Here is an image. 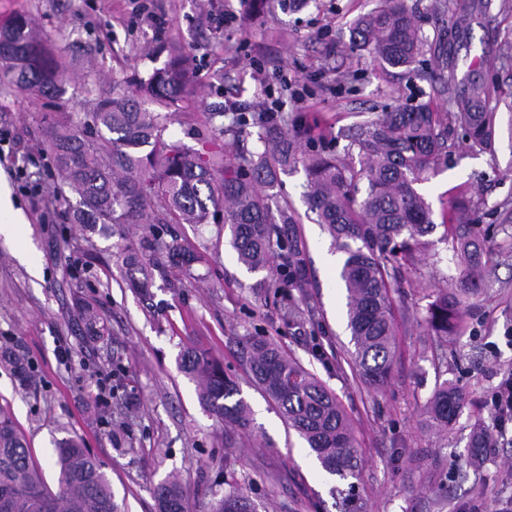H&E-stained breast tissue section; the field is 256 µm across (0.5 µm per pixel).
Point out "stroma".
<instances>
[{"mask_svg": "<svg viewBox=\"0 0 512 512\" xmlns=\"http://www.w3.org/2000/svg\"><path fill=\"white\" fill-rule=\"evenodd\" d=\"M377 0H308L290 12L282 0H0V17L29 14L47 44L64 48L68 81L58 97L0 87V181L25 221L24 236L0 238V352L25 357L33 374L20 386L0 361V408L24 436L48 483L56 440L76 436L104 465L123 512H156L151 488L179 477L188 512H208L228 482L259 512H336L338 477L314 454L252 379L242 348L265 337L290 352L342 402L361 451L356 492L367 512H512V424L499 429L489 403L512 372V259L495 269L494 285L470 298L463 335L437 349L424 318L435 291L459 274L449 262L442 216L466 194L495 204L512 200V108L501 106L495 155L456 150L420 185L435 231L416 270L392 292L397 348L386 384L367 385L352 366L343 262L305 202L304 169L282 175L278 203L294 214L310 270L312 317L289 322L278 271H248L219 225L171 224L168 237L190 245L192 276L154 273L149 297L130 288L118 258L119 235L74 223L77 197L45 148V116L90 112L101 94L128 89L134 76L165 67L181 50L189 74L165 140L197 150L211 136L213 113L231 123L261 111L264 88L283 100L296 127L345 146L348 129L386 104L443 106L435 76L409 79L401 69L351 52L350 25ZM492 0L448 47L456 80L498 65L501 34L512 10ZM308 87L291 97L285 80ZM39 192L22 190L23 182ZM92 303L107 331L83 335L76 304ZM204 350L224 365L250 409L241 430L219 423L199 403L197 386L179 367L181 353ZM462 387L468 403L447 435L427 429L424 403L437 380ZM496 445L474 462L468 438L476 425ZM463 469V482L450 475ZM448 495L437 498L439 482Z\"/></svg>", "mask_w": 512, "mask_h": 512, "instance_id": "stroma-1", "label": "stroma"}]
</instances>
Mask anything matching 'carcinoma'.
<instances>
[{
    "mask_svg": "<svg viewBox=\"0 0 512 512\" xmlns=\"http://www.w3.org/2000/svg\"><path fill=\"white\" fill-rule=\"evenodd\" d=\"M463 0H438L437 11L449 15L439 29L444 41L467 16ZM35 19L26 14L0 19V86L31 89L52 97L66 81L57 52L34 36ZM351 49L374 61L417 72L420 57L432 50L421 32L419 17L403 0H381L350 26ZM445 109L428 104L384 106L377 118L355 128L351 143L338 154L332 143L313 140L317 150L305 155V129H290L288 121L269 124L254 116L260 128L261 152L240 147L236 126H219L190 151L166 142L172 121L169 109L185 90L187 75L180 53L154 70L131 92L99 98L94 112L64 114L48 122L47 147L68 189L79 198L82 212L96 224H139L145 235L139 247H121L130 287L148 292V258L192 275L194 254L160 234L165 224H222L238 261L251 272L272 269L282 260L280 288L288 297V316L295 315L293 292L305 298L306 254L294 235V214L274 202L271 190L279 174L301 163L307 174L305 199L344 255L339 278L346 290L348 326L354 350L352 362L361 379L374 387L388 378L396 346L393 284L401 270L415 264L416 252L434 228L429 203L417 190L448 160L451 125L461 128L469 148L494 153L500 105V83L473 80L453 86L444 75L448 62L433 54ZM152 96L160 111L141 108L139 96ZM93 125L97 139L79 129ZM151 150L143 154L141 149ZM358 161H353V157ZM367 182L366 196L359 184ZM497 231L512 240V203L491 208ZM482 204L463 197L445 219V241L463 266L454 287L439 291L427 307L425 322L437 336H452L462 322L467 299L493 284L494 270L485 255ZM78 316L91 336L106 327L94 306L83 303ZM246 363L262 392L276 405L288 426L305 440L322 469L348 481L344 512H366L356 498L360 458L348 415L321 380L285 353L275 342L253 338L246 345ZM180 369L197 383L201 405L218 421L242 429L250 425L246 402L237 383L209 353L185 350ZM467 405L463 389L444 380L435 385L425 407L430 426L448 430ZM492 432H473L470 448L481 455L491 447ZM57 485L50 486L34 465L30 450L11 416L0 411V512H120L111 482L101 463L77 437L56 444ZM157 512H187L182 484L167 478L152 488ZM212 512H255L237 489L224 494Z\"/></svg>",
    "mask_w": 512,
    "mask_h": 512,
    "instance_id": "cac0c4a2",
    "label": "carcinoma"
}]
</instances>
